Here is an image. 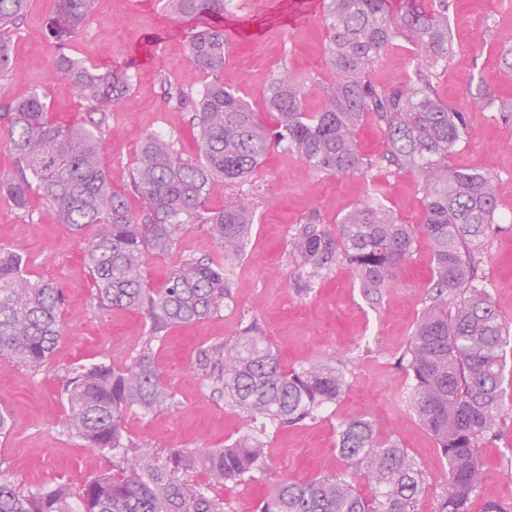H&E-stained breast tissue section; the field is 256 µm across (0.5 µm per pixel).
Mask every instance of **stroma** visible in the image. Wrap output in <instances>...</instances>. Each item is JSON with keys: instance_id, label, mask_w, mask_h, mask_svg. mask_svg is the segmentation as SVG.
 <instances>
[{"instance_id": "35a3bbf8", "label": "stroma", "mask_w": 512, "mask_h": 512, "mask_svg": "<svg viewBox=\"0 0 512 512\" xmlns=\"http://www.w3.org/2000/svg\"><path fill=\"white\" fill-rule=\"evenodd\" d=\"M55 8V0H31L15 28L14 77L0 89V106L37 92L60 123L101 122L110 178L119 191L129 182L143 134H174L185 153L195 155L193 109L168 102L166 91L175 83L194 92L211 80L188 60L187 37L199 28V21L166 12L160 0H95L81 35L66 52L103 72L128 70L130 89L104 119L90 112L72 82L53 68L55 49L47 22ZM449 20L459 50L437 94L466 112L469 128L451 164L491 173L507 212L512 210V144L507 141L512 129L496 119L494 109L474 106L471 96L485 82L498 99L512 103V77L503 71L499 57L501 48L512 47V0H450ZM218 23L239 32L229 43L220 77L241 92L261 119L269 117L265 88L283 69L306 80L309 108L322 104L335 76L326 61L318 0H228ZM252 180L261 185L263 195L245 253L233 264L235 303L220 315L171 328L155 346L153 362L175 399L171 406L149 413L128 412L125 437L162 450L208 449L224 447L250 429L248 418L212 391L195 361L199 347L231 339L245 312L258 319L285 367L304 366L319 355L353 359L350 385L338 403L316 422L271 433L269 467L292 481L340 470L337 426L368 416L382 437L397 441L425 470L426 492L419 512H434L447 486L448 466L430 432L408 407L412 378L394 359L412 333L430 283L428 241H419L410 263L376 306L365 299L354 271L345 265L319 283L313 297L301 298L287 262L295 225L312 218L335 225L366 198L376 180L390 210L408 223H420L417 175L374 170L338 177L275 148ZM0 243L25 249L35 278L57 283L65 294L62 339L51 361L37 371L0 364V410L9 413L12 423L10 434L0 437V476L25 488L65 484L77 489L111 471L112 458L63 433L67 404L61 385L66 369L103 360L117 367L129 364L146 319L139 311L97 308L82 261L84 241L72 236L40 198H33L25 215L7 197H0ZM219 252L217 240L205 228L190 227L174 254L147 257L148 284L160 287L180 256L203 259ZM489 255L488 290L501 317L512 324V221L502 222ZM498 432V440L483 450L485 482L470 512H483L489 501L512 504V471L504 463L512 448V385L504 393Z\"/></svg>"}]
</instances>
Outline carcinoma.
<instances>
[{"label": "carcinoma", "mask_w": 512, "mask_h": 512, "mask_svg": "<svg viewBox=\"0 0 512 512\" xmlns=\"http://www.w3.org/2000/svg\"><path fill=\"white\" fill-rule=\"evenodd\" d=\"M93 3L58 0L49 34L58 46L55 71L104 117L129 90L127 72L99 73L64 51L82 32ZM28 6L29 0H0L1 82L12 79L10 32ZM166 7L180 15L224 14V0H166ZM449 8V0H403L396 12L389 0H322L336 84L324 106L311 111L304 83L279 72L266 93L272 124L263 122L236 88L216 78L228 53L224 28L210 25L191 33L189 61L213 80L198 100L173 85L167 97L179 105L198 102L199 154L185 158L174 141L146 134L128 189L140 199L137 209L127 194L112 188L97 132L57 123L38 92L3 107L0 138L13 167L0 173V194L23 213L31 195L39 194L60 223L85 238L83 259L98 309L140 310L149 326L128 365L76 366L63 380L66 433L112 453V472L77 492L65 485L25 491L0 479V512H228L216 488L259 478L268 491L258 512H416L424 492L419 463L396 441L380 438L367 416L337 428L343 471L295 483L267 468L270 433L315 421L338 402L349 386V359L333 355L287 369L255 318L241 317L232 339L201 347L196 359L224 404L250 417L246 434L222 448L165 453L123 435L128 411L151 412L173 399L153 364L154 346L170 328L208 319L233 303L231 262L243 254L256 213L246 197L209 207L213 184H246L263 157L279 147L319 172L364 175L384 168L421 177V223L403 222L374 184L367 199L334 227L314 218L297 225L289 254L301 294L311 295L333 266L345 263L374 304L393 286L420 238L428 240L431 284L396 363L412 374L408 405L448 465V486L435 512H469L485 478L481 449L498 437L512 325L501 318L481 275L489 241L500 229L493 176L448 165L468 137L464 111L437 96L456 53ZM401 41L411 46L404 81L394 86L372 81L375 63ZM368 116L387 145L374 160L362 155L356 139ZM191 224L207 228L221 254L182 258L164 286L149 287L145 256L170 255ZM29 264L24 249L0 244V362L38 369L61 339L64 296L56 284L32 278ZM197 471L208 476L207 483H192L190 474ZM356 475L364 488L356 487Z\"/></svg>", "instance_id": "cac0c4a2"}]
</instances>
